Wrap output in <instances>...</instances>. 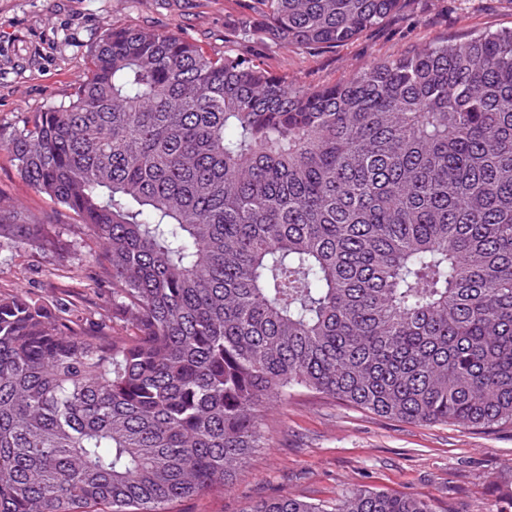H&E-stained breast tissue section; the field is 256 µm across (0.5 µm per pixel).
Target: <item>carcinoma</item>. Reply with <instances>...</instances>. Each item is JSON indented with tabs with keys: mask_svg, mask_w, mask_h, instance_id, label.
I'll use <instances>...</instances> for the list:
<instances>
[{
	"mask_svg": "<svg viewBox=\"0 0 512 512\" xmlns=\"http://www.w3.org/2000/svg\"><path fill=\"white\" fill-rule=\"evenodd\" d=\"M277 44H345L411 0H249ZM0 148L59 209L0 208V255L79 218L130 327L0 291V512H168L228 483L306 388L389 418L512 425V31L334 85L112 28L69 101ZM246 512H434L352 488Z\"/></svg>",
	"mask_w": 512,
	"mask_h": 512,
	"instance_id": "obj_1",
	"label": "carcinoma"
}]
</instances>
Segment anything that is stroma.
<instances>
[{
  "mask_svg": "<svg viewBox=\"0 0 512 512\" xmlns=\"http://www.w3.org/2000/svg\"><path fill=\"white\" fill-rule=\"evenodd\" d=\"M243 0H0V138L27 112L67 103L104 32L150 26L214 53L232 47L273 73L305 84H332L358 69L423 46L480 32L512 30V0H414L406 14L334 48L307 51L254 35L237 39ZM0 201L54 210L0 151ZM53 258L25 250L0 258V289L20 288L55 302L62 291L87 292L96 315L112 318V282L85 268L80 280L52 275ZM268 445L255 449L231 485L182 499L169 512H247L254 503L294 496L319 503L354 487L429 499L435 512H499L512 491V425H419L297 392L265 415Z\"/></svg>",
  "mask_w": 512,
  "mask_h": 512,
  "instance_id": "1",
  "label": "stroma"
}]
</instances>
